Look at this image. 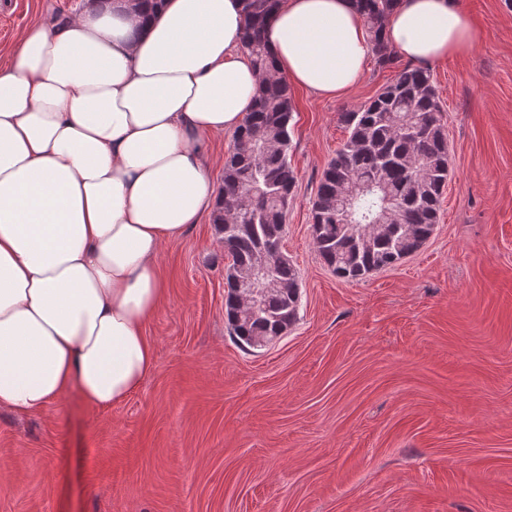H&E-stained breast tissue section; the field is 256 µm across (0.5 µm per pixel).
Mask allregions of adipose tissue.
I'll return each instance as SVG.
<instances>
[{
    "instance_id": "obj_1",
    "label": "adipose tissue",
    "mask_w": 512,
    "mask_h": 512,
    "mask_svg": "<svg viewBox=\"0 0 512 512\" xmlns=\"http://www.w3.org/2000/svg\"><path fill=\"white\" fill-rule=\"evenodd\" d=\"M245 26L243 0H165L147 21L90 0L0 66V409L72 388L107 409L152 371L161 253L215 208L203 143L242 126L261 84ZM383 33L420 67L483 38L461 0H399ZM263 37L277 74L321 98L371 59L353 0H281Z\"/></svg>"
}]
</instances>
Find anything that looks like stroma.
<instances>
[{
    "label": "stroma",
    "mask_w": 512,
    "mask_h": 512,
    "mask_svg": "<svg viewBox=\"0 0 512 512\" xmlns=\"http://www.w3.org/2000/svg\"><path fill=\"white\" fill-rule=\"evenodd\" d=\"M466 3L484 36L432 70L450 175L424 246L343 281L312 241L339 115L392 70L371 64L340 99L294 92L296 323L262 350L233 340L202 217L162 253L156 363L132 395L0 410V512H512V0ZM78 6L0 0V65L24 29Z\"/></svg>",
    "instance_id": "35a3bbf8"
}]
</instances>
